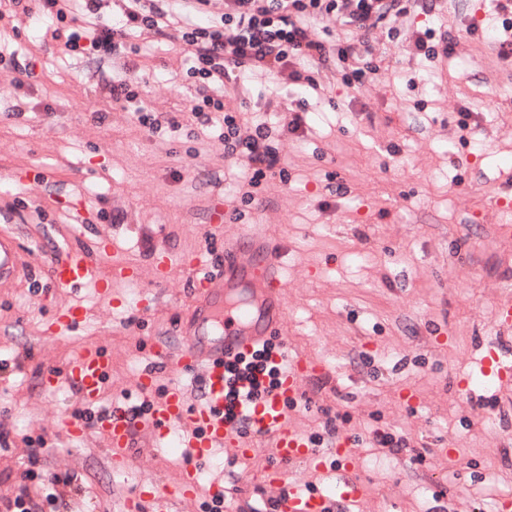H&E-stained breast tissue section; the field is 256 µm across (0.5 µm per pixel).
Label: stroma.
<instances>
[{
	"mask_svg": "<svg viewBox=\"0 0 512 512\" xmlns=\"http://www.w3.org/2000/svg\"><path fill=\"white\" fill-rule=\"evenodd\" d=\"M435 3L387 24L368 20L375 68L358 81L323 68L312 88L286 67L226 84L241 137L254 118L279 117L272 141L288 178L254 187L220 132L195 124L148 134L100 90L101 73L120 71L140 82L157 115L189 106L200 82L186 72L179 18L160 40L140 36L143 50L93 59L44 40L33 13L0 0V173L20 177L0 181V226L18 233L30 268L0 287V490L26 470L48 471L83 488L77 512H120L192 463L199 488L178 512H206L216 485L224 512H263L279 490L251 477L274 463L271 440L256 439L247 459L223 447L197 462L174 435L144 439L132 473L121 475L105 435L73 439L61 425L90 407L68 385L42 384L46 369L64 371L97 346L111 366L97 409L157 402L174 384L195 406L200 371H160L148 394L138 386L154 339L180 348L174 325L190 300L184 273L157 282L148 258L159 249L219 257L224 238L257 227L277 236L286 320L276 340L317 366L287 415L318 440L323 462L293 464L289 481L325 494L351 471L366 492L349 512H512V382L482 373L489 344L512 363V336L497 320L499 299L512 293V236L498 232L512 225V66L498 56L506 14L489 0ZM430 31L452 35L451 55L417 49ZM102 107L100 125L92 112ZM296 114L294 132L282 121ZM217 205L220 239L205 230ZM102 240L138 267L136 287L112 288L120 307L98 290L110 259L74 287L48 278L57 255ZM134 291L155 297L149 312L129 302ZM64 306L79 307L81 323L47 334ZM379 434L406 445L384 455ZM338 436L351 463L329 451Z\"/></svg>",
	"mask_w": 512,
	"mask_h": 512,
	"instance_id": "1",
	"label": "stroma"
}]
</instances>
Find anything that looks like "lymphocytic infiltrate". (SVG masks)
I'll use <instances>...</instances> for the list:
<instances>
[{
	"instance_id": "lymphocytic-infiltrate-1",
	"label": "lymphocytic infiltrate",
	"mask_w": 512,
	"mask_h": 512,
	"mask_svg": "<svg viewBox=\"0 0 512 512\" xmlns=\"http://www.w3.org/2000/svg\"><path fill=\"white\" fill-rule=\"evenodd\" d=\"M80 26L62 34L60 25L66 16L57 10V0H39V13L49 19L51 39H63L66 50L82 52L92 58L114 57L124 53L131 36L149 32L163 36L172 14L173 0H124L123 18L117 22L102 19L98 0H72ZM411 0H350L347 12L335 10V0H231L232 11L221 22H188L184 38L192 48L190 73L202 79L208 93L201 102L159 120L148 110L137 83L123 73L103 82L109 98L126 103L134 120L146 132L179 131L192 124L216 126L224 132V150L232 158H245L252 170L251 186H258L274 174L280 163L271 143V129L259 123L249 138L238 135L237 115L225 111L219 94L226 80L240 79L245 70L262 68L273 72L292 66L297 81L313 82L315 70L336 63L346 75L358 78L373 69L369 61V16L387 20L406 12ZM335 14L336 24L348 32L346 41L336 47L310 40L307 23L324 14ZM277 347L265 342L248 356L225 363L230 384L224 393V417L236 419L238 410L271 392L278 385V370L271 363ZM51 490L59 512H70L81 488L73 478L50 472L26 471L14 489L0 493V512H42V490Z\"/></svg>"
}]
</instances>
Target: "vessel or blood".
I'll list each match as a JSON object with an SVG mask.
<instances>
[{
	"instance_id": "b4317fda",
	"label": "vessel or blood",
	"mask_w": 512,
	"mask_h": 512,
	"mask_svg": "<svg viewBox=\"0 0 512 512\" xmlns=\"http://www.w3.org/2000/svg\"><path fill=\"white\" fill-rule=\"evenodd\" d=\"M223 262L212 263L207 252L191 251L178 256L161 251L152 257L157 280H165L172 266H180L191 276L192 297L189 313L178 323L184 348L180 356H172L163 340H156L153 362L145 367L138 385L142 392L153 389L159 369L176 372L201 365L205 368L203 397L200 404L187 407L185 393L180 385L168 388L162 403L145 416L116 406L99 414L94 420L97 429L106 433L111 442L110 464L115 473L128 472L134 457L131 453L141 430L153 432L169 430L173 425L186 429L187 445L196 458L209 457L213 449L234 448L241 457L251 456L252 447L242 442V430L254 435H269L274 439L277 464L265 468L261 484L283 486L274 512H334L336 501L360 499L364 485L347 476H339L335 490L329 494H311L295 486H287V466L318 456V449L298 434L288 423L286 404L298 397L301 383L312 370L304 358H291L289 366H282L280 355H273L279 364V386L275 392L250 404L241 423L224 420V361L227 358L251 353L258 345L275 335L285 317L282 305V282L275 249L269 239L253 231H244L234 241L225 243ZM94 255L75 251L66 258L53 262L48 275L55 287L68 288L82 284L90 270ZM27 266L20 258L14 233L0 230V286L25 277ZM137 276L136 266L122 261L112 263V281L101 284L104 295H111L116 283L132 281ZM82 319L78 308L58 309L50 324L51 334L68 332ZM483 373L504 378L512 374L498 347H490L483 359ZM109 375V366L103 352L96 347L85 349L71 361L64 372L46 370L42 383L45 388L57 389L61 381L75 387L84 403H95ZM199 485L196 467H185L178 482L163 491L147 493L152 512H170L174 500L195 497Z\"/></svg>"
}]
</instances>
